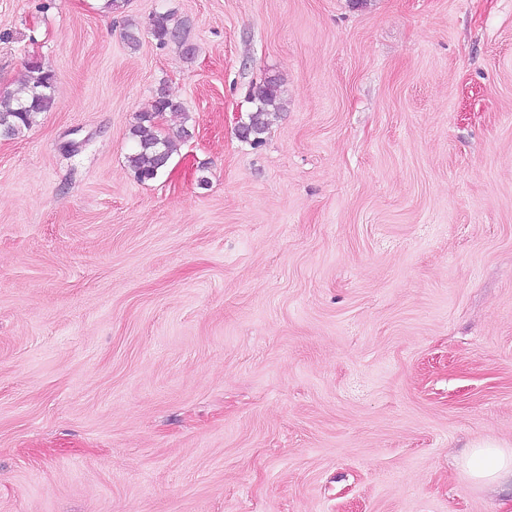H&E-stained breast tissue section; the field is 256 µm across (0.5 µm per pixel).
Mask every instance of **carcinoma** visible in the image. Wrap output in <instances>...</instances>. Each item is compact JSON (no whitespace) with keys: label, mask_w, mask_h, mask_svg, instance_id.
I'll use <instances>...</instances> for the list:
<instances>
[{"label":"carcinoma","mask_w":512,"mask_h":512,"mask_svg":"<svg viewBox=\"0 0 512 512\" xmlns=\"http://www.w3.org/2000/svg\"><path fill=\"white\" fill-rule=\"evenodd\" d=\"M150 30L155 39L165 44L180 38L182 24L174 21L173 13H156L150 20ZM53 74L43 69L37 61L28 63L15 103L0 110V135L13 137L30 128L39 114L50 111L54 106ZM281 84L271 76L252 89L249 94L256 104L249 114L244 138L254 143L260 142L268 128V116L278 109ZM182 106L169 99L165 102L154 100L151 110L138 118L132 135L136 150L128 156V164L140 181L152 180L166 167L172 151L169 138L163 136L156 124L157 116L166 112H181Z\"/></svg>","instance_id":"obj_1"}]
</instances>
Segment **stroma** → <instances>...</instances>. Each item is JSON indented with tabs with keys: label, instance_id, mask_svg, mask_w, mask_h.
I'll list each match as a JSON object with an SVG mask.
<instances>
[{
	"label": "stroma",
	"instance_id": "1",
	"mask_svg": "<svg viewBox=\"0 0 512 512\" xmlns=\"http://www.w3.org/2000/svg\"><path fill=\"white\" fill-rule=\"evenodd\" d=\"M33 59L55 104L0 137V512H512L462 466L512 448V0H0V102ZM173 13L166 11L164 13H155L150 20V30L152 35L160 44L180 38V33L184 26L183 22L174 21ZM173 22V23H172ZM281 84L275 76L268 77L259 86L252 89L249 94L251 100L256 104L255 110L249 114L246 126V133L243 136L246 140L251 139L253 143H259L262 135L268 128V116L278 109L280 101ZM166 112H183V108L168 97L166 102L155 98L151 111L141 113L133 129L136 150L128 156L127 161L139 181L156 178L170 158L171 141L162 136L156 124L157 116Z\"/></svg>",
	"mask_w": 512,
	"mask_h": 512
}]
</instances>
